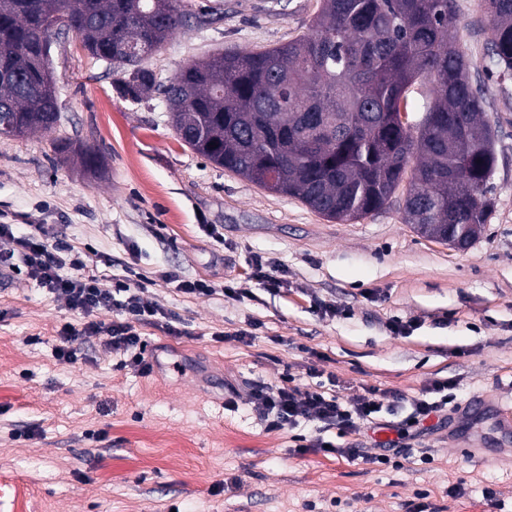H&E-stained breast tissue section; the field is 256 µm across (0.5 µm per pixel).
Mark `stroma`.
I'll return each mask as SVG.
<instances>
[{
	"instance_id": "stroma-1",
	"label": "stroma",
	"mask_w": 512,
	"mask_h": 512,
	"mask_svg": "<svg viewBox=\"0 0 512 512\" xmlns=\"http://www.w3.org/2000/svg\"><path fill=\"white\" fill-rule=\"evenodd\" d=\"M224 0L213 24L174 33L147 65L169 78L227 49L273 47L304 32L320 0ZM470 75L489 64L481 0H457ZM62 105L56 134L0 139V214L18 233L46 225L65 235L86 270L126 267L153 278L145 302L175 312L182 334L143 327L161 366L119 369L123 353L90 336L82 356L55 355L63 324L82 318L19 275L0 285V512H406L427 491L434 512H512V79L483 85L496 130L494 208L484 234L458 250L402 219V201L340 224L298 199L268 193L178 142L162 96L131 104L112 69L75 35L52 42ZM95 146L97 177L57 163L53 136ZM285 285L250 279L254 255ZM164 269L217 291L182 294ZM239 288L224 294V285ZM331 303L339 316L321 313ZM409 323L405 334L385 320ZM238 330L252 332L242 343ZM316 366L340 393L377 388L382 427L337 438L373 450L404 426L413 398L435 380L457 382L447 418L430 417L402 468L298 453L318 425L267 430L248 394L283 374L308 383ZM236 393L237 405L225 404ZM465 481L464 497L450 484ZM220 494H211L216 483ZM496 493L487 502L483 487Z\"/></svg>"
}]
</instances>
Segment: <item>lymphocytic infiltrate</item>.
Listing matches in <instances>:
<instances>
[{
  "label": "lymphocytic infiltrate",
  "mask_w": 512,
  "mask_h": 512,
  "mask_svg": "<svg viewBox=\"0 0 512 512\" xmlns=\"http://www.w3.org/2000/svg\"><path fill=\"white\" fill-rule=\"evenodd\" d=\"M0 239L11 240L16 246L15 253L0 256L1 264L14 272L25 269L29 280L63 299L71 311L84 317L82 327L67 324L60 329V343L56 348L59 358L77 360L80 339L104 334L108 337V349L127 353L125 367L148 374L153 370V363L146 357L147 342L139 332L140 326L161 324L169 335L179 336L175 314L143 301L142 294L150 284L149 279L128 274L107 283L97 275L83 273V262L74 247L64 239L51 240L41 225L19 235L14 225L0 224ZM103 311L116 312V319L99 320L98 315ZM249 403L252 411L267 421L269 428H293L300 422L312 421L336 429L342 436L351 434L359 423L373 422L382 408L373 387L344 398L324 391L319 384L303 389L286 381L252 390ZM408 436V431H399L397 439L381 442V451L375 455L364 454L353 445L341 447L326 443L321 436L300 445L299 450L304 453L313 447L350 461L386 464L391 453L413 455Z\"/></svg>",
  "instance_id": "obj_1"
}]
</instances>
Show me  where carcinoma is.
I'll use <instances>...</instances> for the list:
<instances>
[{
    "mask_svg": "<svg viewBox=\"0 0 512 512\" xmlns=\"http://www.w3.org/2000/svg\"><path fill=\"white\" fill-rule=\"evenodd\" d=\"M306 32L251 51H225L164 82L144 62L183 27L182 0H0V113L13 138L50 133L59 101L44 92L51 43L67 11L88 54L115 68L117 93L164 95L177 139L206 161L347 223L384 209L399 188L403 221L445 244L443 226L487 224L497 155L481 86L457 34L455 0H320ZM487 53L512 78V0H482ZM429 86L416 133L399 114ZM54 153L91 177L102 160L69 137Z\"/></svg>",
    "mask_w": 512,
    "mask_h": 512,
    "instance_id": "1",
    "label": "carcinoma"
}]
</instances>
